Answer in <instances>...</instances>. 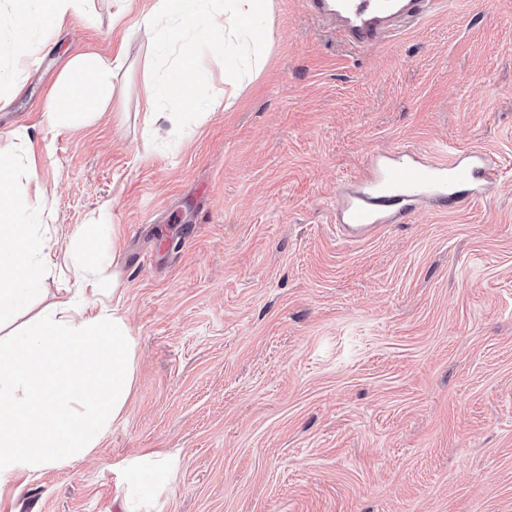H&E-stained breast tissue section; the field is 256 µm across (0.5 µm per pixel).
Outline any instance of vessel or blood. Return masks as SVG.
Instances as JSON below:
<instances>
[{"label":"vessel or blood","instance_id":"obj_1","mask_svg":"<svg viewBox=\"0 0 512 512\" xmlns=\"http://www.w3.org/2000/svg\"><path fill=\"white\" fill-rule=\"evenodd\" d=\"M310 13L333 26L351 48L382 41L399 23L420 21L445 7L446 0H306ZM476 156L464 154L452 163L414 158L372 164L343 207L349 230L365 233L383 221L385 212L405 215L428 199L461 200L460 189L482 177Z\"/></svg>","mask_w":512,"mask_h":512}]
</instances>
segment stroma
<instances>
[{"instance_id":"35a3bbf8","label":"stroma","mask_w":512,"mask_h":512,"mask_svg":"<svg viewBox=\"0 0 512 512\" xmlns=\"http://www.w3.org/2000/svg\"><path fill=\"white\" fill-rule=\"evenodd\" d=\"M151 0H89L0 98V153L30 146L58 250L82 225L136 341L123 420L73 465L0 487V512H512V0H451L356 50L272 0L261 71L183 132L143 125ZM121 56L110 112L43 119L69 58ZM494 169L342 237L372 160L446 144ZM57 263L12 333L62 299ZM167 458L165 488L128 464Z\"/></svg>"}]
</instances>
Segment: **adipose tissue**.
I'll use <instances>...</instances> for the list:
<instances>
[{
	"instance_id": "1",
	"label": "adipose tissue",
	"mask_w": 512,
	"mask_h": 512,
	"mask_svg": "<svg viewBox=\"0 0 512 512\" xmlns=\"http://www.w3.org/2000/svg\"><path fill=\"white\" fill-rule=\"evenodd\" d=\"M12 55L0 65V88L20 90L38 61L46 29L61 27L85 0H5ZM119 60L72 56L44 110L45 121L84 125L112 99ZM32 160H0V326L36 296L54 251L36 225L24 180ZM76 282L68 297L45 307L21 331L0 337V486L21 474L59 469L97 448L124 419L134 384L135 340L119 310L124 291L105 292L98 264L80 246L65 253Z\"/></svg>"
}]
</instances>
